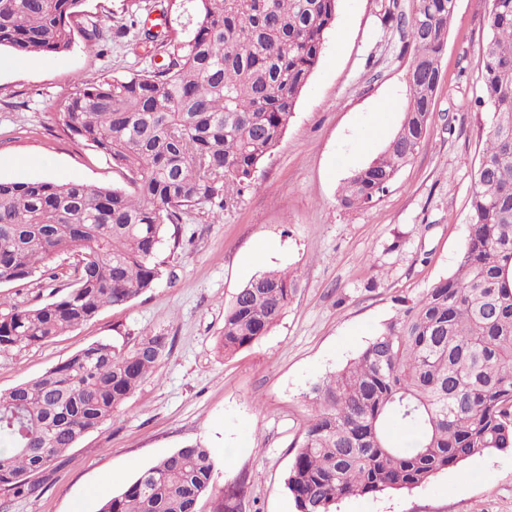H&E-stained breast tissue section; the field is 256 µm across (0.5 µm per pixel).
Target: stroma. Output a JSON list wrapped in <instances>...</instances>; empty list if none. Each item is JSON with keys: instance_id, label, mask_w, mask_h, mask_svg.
<instances>
[{"instance_id": "1", "label": "stroma", "mask_w": 512, "mask_h": 512, "mask_svg": "<svg viewBox=\"0 0 512 512\" xmlns=\"http://www.w3.org/2000/svg\"><path fill=\"white\" fill-rule=\"evenodd\" d=\"M410 16L412 0H339L324 52L281 142L231 212L191 213L164 245L160 284L129 303L40 345L0 351V391L35 378L97 341L130 344L170 336L156 375L111 420L36 475L27 497L0 493V512H97L144 468L190 443L211 448L217 466L197 512H296L285 487L296 438L314 411L313 385L362 350L397 309L452 275L465 244L473 170L487 114L477 62L487 38L484 0H456L441 55L430 130L415 159L381 200L340 207L341 183L383 147L375 124L395 132L408 104L404 24H382L389 3ZM172 0H88L103 30L155 23ZM133 38L70 51L38 66L0 50V181L75 180L121 186L103 152L64 133L58 105L80 87L140 66ZM288 270L299 291L276 326L253 347L224 357L215 342L224 309L254 275ZM71 261L25 284L0 286V303L30 306L58 298ZM244 496H231L236 483ZM336 512H512V450L474 456L407 491L349 497Z\"/></svg>"}]
</instances>
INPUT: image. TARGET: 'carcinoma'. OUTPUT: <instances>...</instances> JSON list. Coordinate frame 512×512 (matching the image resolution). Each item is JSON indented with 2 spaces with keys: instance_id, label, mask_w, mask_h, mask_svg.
<instances>
[{
  "instance_id": "1",
  "label": "carcinoma",
  "mask_w": 512,
  "mask_h": 512,
  "mask_svg": "<svg viewBox=\"0 0 512 512\" xmlns=\"http://www.w3.org/2000/svg\"><path fill=\"white\" fill-rule=\"evenodd\" d=\"M85 0H0V48L68 51ZM192 28L137 32L161 68L78 89L58 124L124 172L122 187L0 181V285L62 255L77 261L57 299L0 311V350L49 341L151 290L166 273L168 226L195 210L229 212L293 118L339 0H188ZM478 61L488 114L457 271L401 299L366 346L312 387L316 408L285 486L297 512H335L346 497L412 490L477 454L512 448V0H487ZM456 0H413L409 102L388 143L340 187L348 210L375 204L429 133L440 56ZM85 48L105 39L97 22ZM279 270L253 276L224 310L216 349L257 344L297 295ZM169 341L94 342L44 374L0 391V491L32 477L112 417L157 371ZM406 439L395 441L391 426ZM216 462L187 445L141 471L97 512H197Z\"/></svg>"
}]
</instances>
